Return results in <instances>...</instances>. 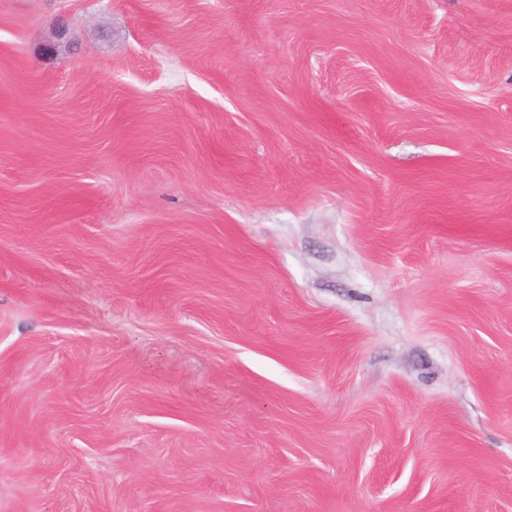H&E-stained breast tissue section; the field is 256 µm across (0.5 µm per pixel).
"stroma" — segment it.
<instances>
[{
  "label": "stroma",
  "instance_id": "obj_1",
  "mask_svg": "<svg viewBox=\"0 0 512 512\" xmlns=\"http://www.w3.org/2000/svg\"><path fill=\"white\" fill-rule=\"evenodd\" d=\"M0 512H512V0H0Z\"/></svg>",
  "mask_w": 512,
  "mask_h": 512
}]
</instances>
